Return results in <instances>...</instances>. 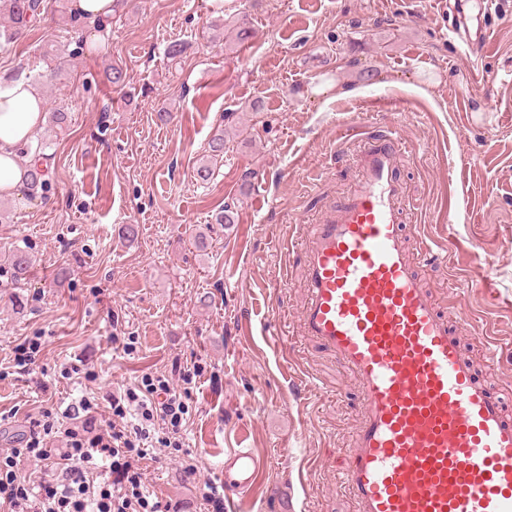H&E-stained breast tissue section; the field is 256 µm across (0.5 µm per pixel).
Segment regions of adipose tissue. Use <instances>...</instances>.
<instances>
[{"label":"adipose tissue","instance_id":"ef3b65f1","mask_svg":"<svg viewBox=\"0 0 512 512\" xmlns=\"http://www.w3.org/2000/svg\"><path fill=\"white\" fill-rule=\"evenodd\" d=\"M45 122V100L26 80L0 82V193L13 196L25 184L21 147L33 143Z\"/></svg>","mask_w":512,"mask_h":512}]
</instances>
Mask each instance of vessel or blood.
I'll list each match as a JSON object with an SVG mask.
<instances>
[{
  "label": "vessel or blood",
  "instance_id": "1",
  "mask_svg": "<svg viewBox=\"0 0 512 512\" xmlns=\"http://www.w3.org/2000/svg\"><path fill=\"white\" fill-rule=\"evenodd\" d=\"M496 0H459L449 32L470 54ZM399 132L367 139L349 188L302 227L305 295L291 329L354 378L364 419L353 447L333 452L357 512H512V417L476 375L461 332L419 274L431 247L411 242ZM258 459L224 460V487L246 500Z\"/></svg>",
  "mask_w": 512,
  "mask_h": 512
}]
</instances>
